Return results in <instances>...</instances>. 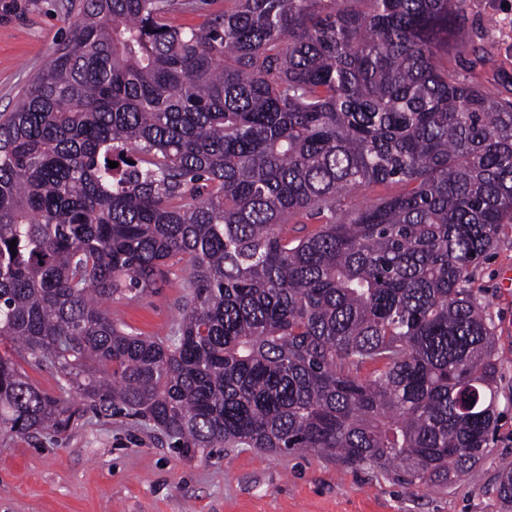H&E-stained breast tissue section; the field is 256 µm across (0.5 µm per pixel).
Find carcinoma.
Masks as SVG:
<instances>
[{
    "label": "carcinoma",
    "mask_w": 512,
    "mask_h": 512,
    "mask_svg": "<svg viewBox=\"0 0 512 512\" xmlns=\"http://www.w3.org/2000/svg\"><path fill=\"white\" fill-rule=\"evenodd\" d=\"M231 2L186 30L167 16L195 0H85L0 112V439L67 430L73 391L186 456L313 452L444 485L497 421L469 283L512 224V100L444 63L463 0ZM377 185L401 190L338 217ZM174 259L173 336L127 331L107 303ZM18 367L28 377L29 381L39 388L59 394L56 384V375L45 367H36L22 358H15Z\"/></svg>",
    "instance_id": "1"
}]
</instances>
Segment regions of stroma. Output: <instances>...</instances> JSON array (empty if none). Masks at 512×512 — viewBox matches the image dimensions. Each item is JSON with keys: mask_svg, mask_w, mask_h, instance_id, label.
<instances>
[{"mask_svg": "<svg viewBox=\"0 0 512 512\" xmlns=\"http://www.w3.org/2000/svg\"><path fill=\"white\" fill-rule=\"evenodd\" d=\"M83 0H0V111L66 41ZM464 55L448 67L492 95L512 99V0H464ZM512 226L474 271L471 287L488 305L501 357L496 425L477 464L445 487L408 486L368 465L311 453L216 448L183 456L167 437L132 417L87 410L66 433L15 436L0 446V512H512L499 476L512 469ZM184 265L171 283L139 298L117 297L112 316L127 329L168 338L179 314Z\"/></svg>", "mask_w": 512, "mask_h": 512, "instance_id": "obj_1", "label": "stroma"}]
</instances>
